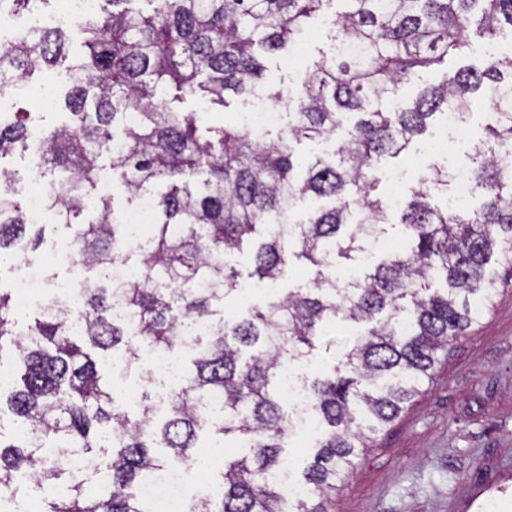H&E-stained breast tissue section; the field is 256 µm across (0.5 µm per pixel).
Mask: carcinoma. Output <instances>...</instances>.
I'll return each mask as SVG.
<instances>
[{
	"label": "carcinoma",
	"mask_w": 512,
	"mask_h": 512,
	"mask_svg": "<svg viewBox=\"0 0 512 512\" xmlns=\"http://www.w3.org/2000/svg\"><path fill=\"white\" fill-rule=\"evenodd\" d=\"M104 2L71 32L0 45V74H64L68 121L45 129L40 175L66 187L61 224L76 250L71 270L85 285L78 325L53 300L35 311L23 341L14 294L0 288V353L12 350L23 369L6 399L16 433L0 434V490L28 473L33 493L67 484L45 499V512H150L141 487L196 458L205 430L234 451L224 453L219 493L186 512H327L372 435L399 418L432 379L438 351L478 323L498 294L487 264L496 249L512 254V177L493 148L512 145V105L486 124L468 156L478 207L433 204V192L448 189V170L433 167L429 187L410 190L399 209L409 248L369 266L358 258L387 223L382 158L406 153L431 118L471 112L477 92L491 98L512 86V54L448 72L408 106L397 100L398 86L464 53L472 29L490 42L512 35V0H346L349 10L326 30L327 50L302 77L286 135L269 142L238 125L203 126L174 102L202 93L225 107L228 97L251 94L263 54L300 42L324 0H145L147 12L130 8L134 0ZM30 123L24 111L0 118V160L28 152ZM340 128L332 155L298 170L293 144L332 139ZM105 153L129 199L149 193L156 205L141 248L147 276L118 290L112 275L128 263L118 214L102 198L94 220H79ZM306 197L314 205L276 230ZM43 233L1 169L0 280L15 248L36 253ZM247 245L261 280L282 281L294 258L313 277L226 321L214 307L241 285L226 257ZM338 267L355 268L356 279L341 284ZM116 305L127 318L112 316ZM199 320L211 322L205 337L192 335ZM336 325L354 339L341 364L303 379L321 438L294 483L282 478L291 424L282 369L312 362L318 338ZM75 335L101 353L124 347L129 366L142 351L195 350L168 394V418L157 421L147 392L135 415L116 404ZM211 397L224 398V408H205ZM101 453L109 461L94 469L90 490L76 461Z\"/></svg>",
	"instance_id": "obj_1"
}]
</instances>
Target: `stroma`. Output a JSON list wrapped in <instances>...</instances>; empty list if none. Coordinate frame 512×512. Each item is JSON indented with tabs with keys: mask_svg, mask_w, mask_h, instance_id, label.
I'll list each match as a JSON object with an SVG mask.
<instances>
[{
	"mask_svg": "<svg viewBox=\"0 0 512 512\" xmlns=\"http://www.w3.org/2000/svg\"><path fill=\"white\" fill-rule=\"evenodd\" d=\"M485 47L483 39L472 37L469 51L401 86L398 99L414 100L424 87L439 83L445 71L479 65ZM247 105L246 99L234 98L224 108L198 94L177 108L198 113L211 126L236 122ZM488 108L487 99L476 102L465 136L450 140L434 164L451 169L466 164L483 134ZM490 267L500 280L493 306L439 352L433 381L375 435L331 512H456L455 503L469 486L495 477L512 485V254L495 252ZM151 361L145 353L125 374L102 370L116 402L128 410L137 407L128 395L146 387Z\"/></svg>",
	"mask_w": 512,
	"mask_h": 512,
	"instance_id": "35a3bbf8",
	"label": "stroma"
}]
</instances>
